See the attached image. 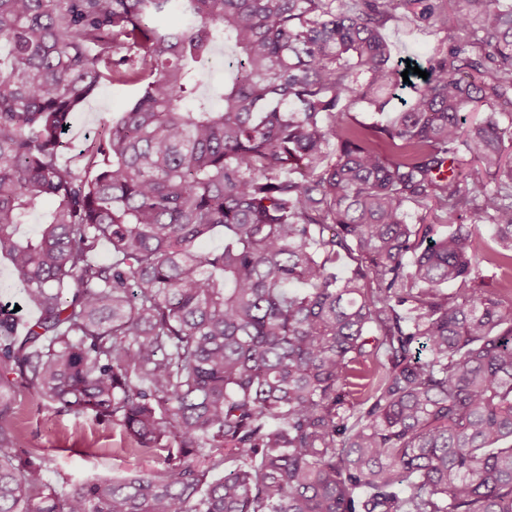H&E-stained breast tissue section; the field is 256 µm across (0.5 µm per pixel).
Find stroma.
<instances>
[{"label": "stroma", "mask_w": 512, "mask_h": 512, "mask_svg": "<svg viewBox=\"0 0 512 512\" xmlns=\"http://www.w3.org/2000/svg\"><path fill=\"white\" fill-rule=\"evenodd\" d=\"M383 36L397 60L413 54L427 58L439 40L438 35L417 29L401 16L387 23ZM134 96L132 87L102 85L75 114L69 131L74 151L86 149ZM479 231L471 253L476 273L486 289L503 288L512 281V265L487 261L483 248L491 230L483 224ZM11 426L18 447L39 451L46 457L49 470L45 477L61 489L91 476L122 477L150 464L148 458L132 452V440L109 421L24 402L18 406Z\"/></svg>", "instance_id": "1"}]
</instances>
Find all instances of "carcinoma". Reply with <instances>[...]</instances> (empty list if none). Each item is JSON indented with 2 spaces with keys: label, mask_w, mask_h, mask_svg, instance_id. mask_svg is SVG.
<instances>
[{
  "label": "carcinoma",
  "mask_w": 512,
  "mask_h": 512,
  "mask_svg": "<svg viewBox=\"0 0 512 512\" xmlns=\"http://www.w3.org/2000/svg\"><path fill=\"white\" fill-rule=\"evenodd\" d=\"M455 2L0 0V252L39 310L21 338L0 312V512H512V297L458 223L512 246V0ZM396 8L467 32L402 108ZM106 81L135 99L61 162ZM24 398L156 466L58 491L5 425ZM476 225H478L482 237L476 238L474 251L470 250L472 263L476 268L479 281L484 282L486 289L491 291L500 290V288H503L509 283L511 274L510 266L508 263H503L502 266H498L487 261L485 252L483 251L484 241H487L491 246H497L490 239L492 232L489 226L485 224Z\"/></svg>",
  "instance_id": "cac0c4a2"
}]
</instances>
